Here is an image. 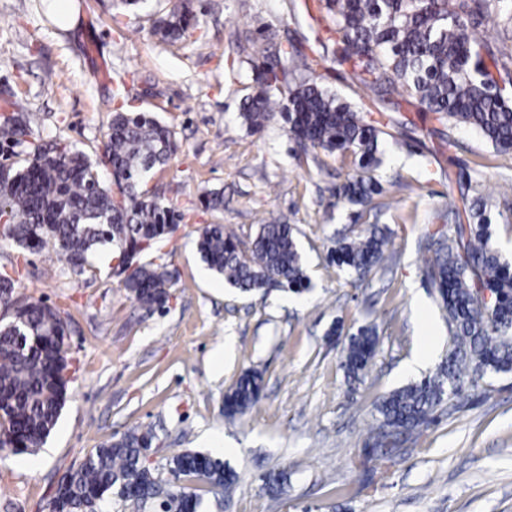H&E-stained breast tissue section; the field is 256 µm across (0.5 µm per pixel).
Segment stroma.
<instances>
[{
    "label": "stroma",
    "mask_w": 512,
    "mask_h": 512,
    "mask_svg": "<svg viewBox=\"0 0 512 512\" xmlns=\"http://www.w3.org/2000/svg\"><path fill=\"white\" fill-rule=\"evenodd\" d=\"M69 24L48 0H0V104L27 114L33 137L94 154L124 81L129 105L167 124L181 148L148 184L189 210L151 256L173 274L163 307L142 309L107 256L72 273L55 255H22L0 237V270L16 271L17 297L59 306L67 322L69 398L56 427L32 455L0 453V512H48L58 478L113 438L153 428L147 455L169 480V458L183 450L219 458L238 474L207 512H512V373L489 379L477 397L440 414L394 461L370 440L374 401L417 380L407 371L423 338L433 362L448 347V325L422 275L424 234L466 223L459 203L484 195L492 244L512 261V150L472 128L442 125L412 111V128H391L374 177L373 208L336 200L354 175L351 158L304 155L281 116L258 132L239 117L258 89L238 44L307 51L320 40L318 85L359 111L370 91L339 62L342 44L320 0H191L198 25L177 42L154 31L173 0L116 8L113 0H73ZM304 16L288 25L291 11ZM452 148H444L442 139ZM224 192L222 213L199 198ZM224 224L249 244L263 224L293 225L307 291L244 293L209 271L195 248L199 230ZM368 224L391 231L383 269L358 287L328 255L337 238ZM374 326L379 351L364 382L347 383L343 345ZM263 373L259 402L224 416V394L247 370ZM287 470L282 494L266 478Z\"/></svg>",
    "instance_id": "1"
}]
</instances>
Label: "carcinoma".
Here are the masks:
<instances>
[{
	"mask_svg": "<svg viewBox=\"0 0 512 512\" xmlns=\"http://www.w3.org/2000/svg\"><path fill=\"white\" fill-rule=\"evenodd\" d=\"M340 59L376 100L399 109L401 103L478 130L495 148L512 149V98L498 88L495 74H512V0H326ZM196 24L188 0H178L155 22L164 41L185 37ZM480 27L484 37L472 29ZM251 52L259 90L239 110L256 130L280 113L288 135L303 150H323L354 158L356 175L336 188V197L366 206L379 193L372 172L382 122L365 119L347 103L318 86L309 57L269 51L248 38L240 52ZM22 115L0 117V211L7 215L10 239L23 250L54 252L82 274L98 249L115 246L134 254L137 266L124 288L143 308L168 300L172 274L146 259L154 245L186 219V212L146 192L145 176L167 167L179 152L173 130L146 112L120 105L103 132L92 159L61 141L30 139ZM21 146V153L13 148ZM110 175L107 186L100 168ZM205 207L224 211V190L208 191ZM478 224L426 233L422 271L448 321V354L421 380L397 388L375 403L374 444L384 460L400 444L420 434L439 408L474 396L486 379L512 373V263L491 244L482 198L468 206ZM389 239L376 224L353 238L336 240L330 261L353 280L382 266ZM197 252L207 268L244 293L278 287L300 293L308 287L302 255L290 224H261L242 249L222 224L200 232ZM17 281L0 272V301L12 304V318L0 324V449L34 454L55 427L68 399L65 319L41 300L15 297ZM379 346L370 326L347 336L342 367L360 382ZM261 374H243L224 395V416L246 413L260 400ZM152 430L131 431L104 444L67 471L50 512H102L114 486L157 512H204L203 496L187 486L167 485L154 475L142 449ZM169 472L183 482H200L216 493L234 487L236 473L209 455L179 452Z\"/></svg>",
	"mask_w": 512,
	"mask_h": 512,
	"instance_id": "1",
	"label": "carcinoma"
}]
</instances>
